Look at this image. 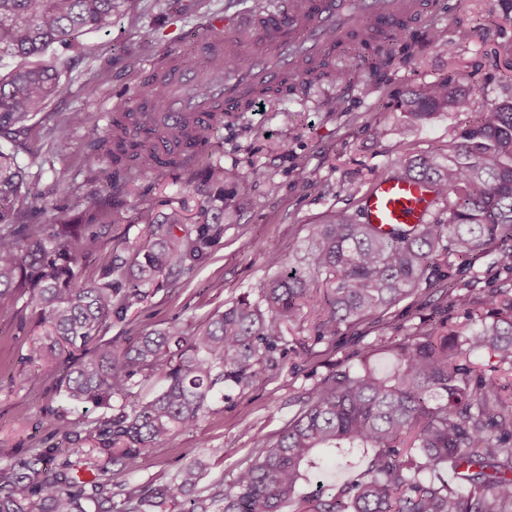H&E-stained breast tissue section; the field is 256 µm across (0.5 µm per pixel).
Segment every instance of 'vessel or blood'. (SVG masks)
<instances>
[{
  "instance_id": "1",
  "label": "vessel or blood",
  "mask_w": 512,
  "mask_h": 512,
  "mask_svg": "<svg viewBox=\"0 0 512 512\" xmlns=\"http://www.w3.org/2000/svg\"><path fill=\"white\" fill-rule=\"evenodd\" d=\"M404 0H269L265 16L243 10L214 14L193 40L202 59L244 48L250 64L240 70H203L178 63L149 68V81L165 84L168 95L158 117L161 124L206 121L216 109H233L255 84L277 83L307 58L318 57L334 39L345 38L364 20L403 15ZM434 195L414 179L389 175L377 179L361 202L364 223L423 224L432 213Z\"/></svg>"
}]
</instances>
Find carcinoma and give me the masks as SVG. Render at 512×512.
Instances as JSON below:
<instances>
[{"label":"carcinoma","instance_id":"carcinoma-1","mask_svg":"<svg viewBox=\"0 0 512 512\" xmlns=\"http://www.w3.org/2000/svg\"><path fill=\"white\" fill-rule=\"evenodd\" d=\"M120 2L0 0V59H21L0 77V137L59 93L57 71L40 61L47 50L70 49L76 34L103 28ZM414 21L409 12L387 32L373 23L353 31L343 51L354 70L393 67ZM248 62L244 49L212 60L234 69ZM346 77L325 57L307 59L280 85L256 86L237 111L291 92L300 81ZM139 97L158 107L163 86H142ZM473 103L472 92L450 74L397 100V108L419 124L442 112H469ZM226 117L157 127L154 113L139 106L117 112L107 133L109 158L118 168L150 169L159 138L170 145L169 165L177 166L181 140L208 143ZM82 119L89 117L60 119L51 131L55 151L67 150V128ZM86 171L91 182L112 176L96 159ZM391 171L426 182L447 217L388 231L359 217L314 224L305 266L283 268L262 285L258 301L238 300L190 336L170 325L119 347L104 339L112 318L144 301L167 269L203 254L222 228L203 224L196 238L181 240L174 235L178 217L157 224L143 207L144 244L128 259L109 257L97 279L81 283L75 241L82 225L24 223L33 206L21 194V167L15 153L0 150V300L13 288L28 296L40 328L29 357L64 358L57 391L104 410L84 437L65 413L50 411L70 447L54 469L48 462L56 448L0 465V512H283L293 499L294 512H512V405L505 404V386L470 360L487 353L512 368L511 288L466 309L460 330L448 327L441 304H432L421 331L390 346L389 374L365 362L333 373L312 389L276 442L255 439L257 456L227 487L216 483L203 496L191 495L200 481L192 463L174 485L144 489L117 481L137 472L153 447L195 427L215 389L244 390L260 372L277 368L289 352L284 327L304 310L316 316L314 340H332L421 289L429 297L453 294L461 280L450 258L467 261L490 245L512 277V94L479 112L447 154L413 157L403 149L383 174ZM154 377L164 381L162 389L128 404L134 386ZM320 452L338 468L360 454L369 461L327 495L296 496L307 470L319 467Z\"/></svg>","mask_w":512,"mask_h":512}]
</instances>
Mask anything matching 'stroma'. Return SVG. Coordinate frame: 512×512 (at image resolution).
I'll return each instance as SVG.
<instances>
[{
  "mask_svg": "<svg viewBox=\"0 0 512 512\" xmlns=\"http://www.w3.org/2000/svg\"><path fill=\"white\" fill-rule=\"evenodd\" d=\"M251 6L252 0H162L151 9L147 0H128L106 27L79 33L77 48L49 54L60 94L26 129L0 138L1 147L15 150L31 194L49 207L48 213L30 214L29 223L80 224L92 210L97 223L105 225L102 237L77 244L85 279L98 275L109 254L143 243V206H150L160 223L179 215L180 236L194 235L202 224L222 227L202 258L167 271L148 302L113 321L111 336H136L173 324L189 335L237 299L257 300L262 284L278 273L267 261L270 248H277L284 262L301 265L310 225L339 213L357 215L374 173L387 168L400 142L417 154L447 151L456 129L475 120L485 102L500 98L502 82L512 78L494 62L503 29L492 0H462L455 15L438 23L421 17L413 57L391 70L368 80L355 76L343 83H307L279 99L252 104L220 125L206 148L178 167L123 170L104 184L88 181L85 165L90 156L104 154L101 141L112 106L137 105L147 68L163 66L171 55L185 51L211 13L232 14ZM440 28L461 41L455 59L435 43ZM452 69L465 74L473 89L474 111L436 115L401 136L402 115L394 100L445 78ZM77 110L89 114V121L70 125L67 151L54 154L51 128ZM379 124L388 130L381 139L372 133ZM215 167L250 172L247 201H240L233 181L209 179ZM301 167L311 185L298 182ZM461 278L468 288L444 300L452 325L463 323L466 303L504 287L496 248L477 255ZM427 313L422 297L410 296L379 319L342 329L330 342L313 341V317L289 325L286 338H308L307 351L289 352L276 370L261 372L245 390L215 393L197 427L174 433L150 450L128 484L174 482L190 462L201 468L200 487L231 484L239 469L254 460L255 437L278 438L312 389L342 366L367 358L378 368L391 369L386 346L414 332ZM34 334V311L25 300L0 313V465L28 449L60 445L50 410L66 412L81 430L101 415L53 390L58 366L29 361Z\"/></svg>",
  "mask_w": 512,
  "mask_h": 512,
  "instance_id": "35a3bbf8",
  "label": "stroma"
}]
</instances>
